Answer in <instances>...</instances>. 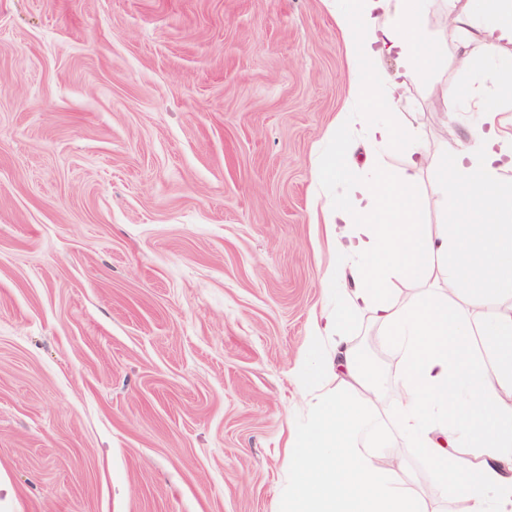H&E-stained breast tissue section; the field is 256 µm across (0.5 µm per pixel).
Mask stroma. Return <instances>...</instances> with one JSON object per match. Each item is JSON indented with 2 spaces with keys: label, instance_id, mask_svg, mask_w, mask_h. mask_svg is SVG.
<instances>
[{
  "label": "stroma",
  "instance_id": "stroma-1",
  "mask_svg": "<svg viewBox=\"0 0 512 512\" xmlns=\"http://www.w3.org/2000/svg\"><path fill=\"white\" fill-rule=\"evenodd\" d=\"M341 0H0V512H279L308 399L296 370L336 256L314 161L348 120L360 175L409 164L349 100L365 63ZM448 51L406 79L396 121L428 156L468 144ZM350 339L383 379L398 356L364 313ZM382 456L425 512L414 449Z\"/></svg>",
  "mask_w": 512,
  "mask_h": 512
}]
</instances>
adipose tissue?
Segmentation results:
<instances>
[{
	"label": "adipose tissue",
	"mask_w": 512,
	"mask_h": 512,
	"mask_svg": "<svg viewBox=\"0 0 512 512\" xmlns=\"http://www.w3.org/2000/svg\"><path fill=\"white\" fill-rule=\"evenodd\" d=\"M428 0H347L337 14L351 55L369 69L350 89L366 138L400 148L408 138L396 123L380 120L393 109L400 76L374 69L380 56L397 55L402 76L432 67L448 50L424 27ZM449 39L472 34L463 70L486 74L487 89L473 105L482 123L471 145L447 147L434 158L418 155L405 168L359 176L340 156L315 170L316 181L342 180L345 202L326 211L337 253L357 262L352 290L315 321V334L296 377L312 395L308 421L288 450V489L280 512H423L394 471L373 459L387 439L377 426L379 382L363 368L348 337L351 323L371 312L400 356L392 415L419 463L434 474L435 489L467 503V512H512V128L501 118L512 99V60L496 51L512 43V0H471L470 10L448 0ZM441 178L442 220L415 219V185L425 162ZM444 270L445 285L427 282ZM420 285L407 303L390 285ZM335 372L360 390L354 398L313 394Z\"/></svg>",
	"instance_id": "adipose-tissue-1"
}]
</instances>
